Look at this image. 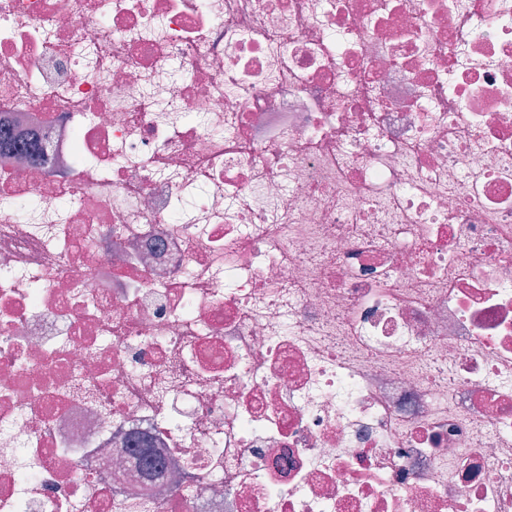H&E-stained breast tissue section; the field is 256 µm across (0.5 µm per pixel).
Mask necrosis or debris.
I'll use <instances>...</instances> for the list:
<instances>
[{
  "label": "necrosis or debris",
  "instance_id": "1",
  "mask_svg": "<svg viewBox=\"0 0 512 512\" xmlns=\"http://www.w3.org/2000/svg\"><path fill=\"white\" fill-rule=\"evenodd\" d=\"M0 132V512H512V0H0Z\"/></svg>",
  "mask_w": 512,
  "mask_h": 512
}]
</instances>
